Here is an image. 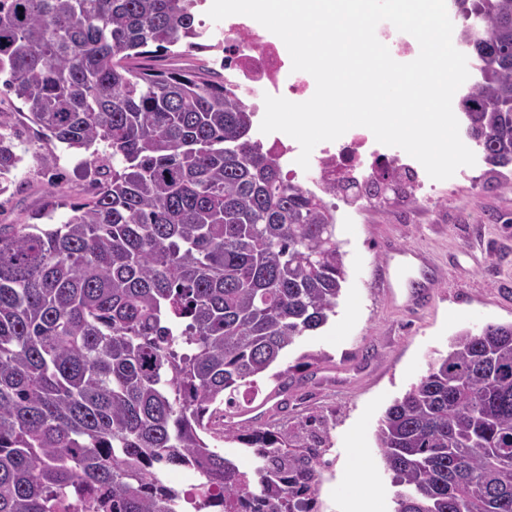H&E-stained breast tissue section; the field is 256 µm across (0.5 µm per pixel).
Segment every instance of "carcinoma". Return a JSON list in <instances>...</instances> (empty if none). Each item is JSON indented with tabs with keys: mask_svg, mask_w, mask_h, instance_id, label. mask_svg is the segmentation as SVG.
<instances>
[{
	"mask_svg": "<svg viewBox=\"0 0 512 512\" xmlns=\"http://www.w3.org/2000/svg\"><path fill=\"white\" fill-rule=\"evenodd\" d=\"M196 0H0V75L29 120L92 153L58 224H0V512H317L324 419L250 410L345 282L331 207L254 137L211 70ZM465 136L512 167V0H453ZM0 132V194L22 156ZM253 455L250 476L205 437ZM393 512H512V323L459 332L385 411ZM190 469L193 494L168 471Z\"/></svg>",
	"mask_w": 512,
	"mask_h": 512,
	"instance_id": "obj_1",
	"label": "carcinoma"
}]
</instances>
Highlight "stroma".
I'll return each mask as SVG.
<instances>
[{"instance_id":"1","label":"stroma","mask_w":512,"mask_h":512,"mask_svg":"<svg viewBox=\"0 0 512 512\" xmlns=\"http://www.w3.org/2000/svg\"><path fill=\"white\" fill-rule=\"evenodd\" d=\"M26 106L0 92V125L20 136L15 182L0 195V224H29L47 201L56 220L95 191L90 153L45 135ZM347 272L335 315L296 339L280 359L284 384L266 380L254 414L294 423L327 419L332 465L318 484L319 512H345L347 497L375 499L392 512L394 488L375 440L385 410L402 398L461 330L512 322V172L490 176L476 161L465 176L436 182L430 197L367 203L337 217ZM422 249L439 268L422 312L407 313L384 294V245Z\"/></svg>"}]
</instances>
